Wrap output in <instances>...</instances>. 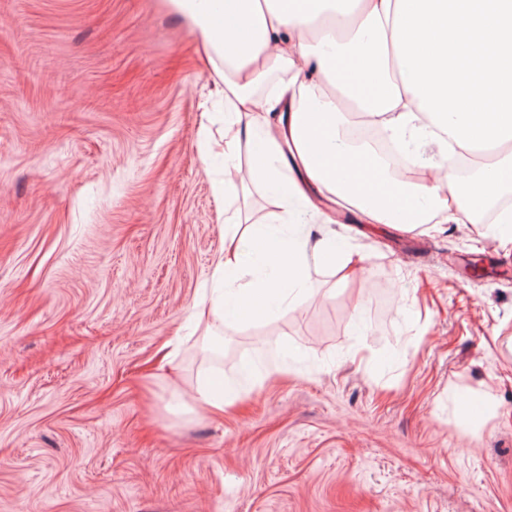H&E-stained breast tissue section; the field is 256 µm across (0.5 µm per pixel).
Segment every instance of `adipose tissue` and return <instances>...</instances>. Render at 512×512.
Here are the masks:
<instances>
[{"label": "adipose tissue", "instance_id": "adipose-tissue-1", "mask_svg": "<svg viewBox=\"0 0 512 512\" xmlns=\"http://www.w3.org/2000/svg\"><path fill=\"white\" fill-rule=\"evenodd\" d=\"M197 36L224 99L213 144L233 162L252 146L251 176L277 197L288 235L265 224L228 228L207 309L206 332L265 320L309 295L311 267L352 270L331 208L367 224L411 228L433 219L494 215L512 232V0H162ZM379 118L404 149L431 138L447 163L432 181L389 177L351 143L357 118ZM494 150L459 176L454 157ZM325 225L311 241L309 227Z\"/></svg>", "mask_w": 512, "mask_h": 512}]
</instances>
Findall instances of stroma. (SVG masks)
<instances>
[{
	"label": "stroma",
	"instance_id": "35a3bbf8",
	"mask_svg": "<svg viewBox=\"0 0 512 512\" xmlns=\"http://www.w3.org/2000/svg\"><path fill=\"white\" fill-rule=\"evenodd\" d=\"M213 78L160 0H0V512H512L497 226L339 210L348 279L189 333L225 216L272 210L215 198ZM217 375L252 386L197 417Z\"/></svg>",
	"mask_w": 512,
	"mask_h": 512
}]
</instances>
